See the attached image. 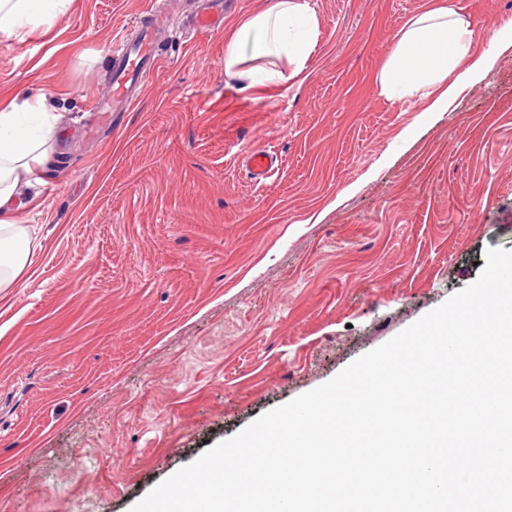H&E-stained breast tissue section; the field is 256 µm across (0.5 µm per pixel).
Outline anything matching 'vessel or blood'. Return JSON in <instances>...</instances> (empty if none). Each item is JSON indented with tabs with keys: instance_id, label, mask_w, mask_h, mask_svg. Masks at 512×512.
<instances>
[{
	"instance_id": "vessel-or-blood-1",
	"label": "vessel or blood",
	"mask_w": 512,
	"mask_h": 512,
	"mask_svg": "<svg viewBox=\"0 0 512 512\" xmlns=\"http://www.w3.org/2000/svg\"><path fill=\"white\" fill-rule=\"evenodd\" d=\"M224 23L222 0H212L211 7L193 21L194 28L214 30ZM159 68L153 34L150 26H142L137 43L118 49L112 54V94L110 99L96 100L92 108L106 112L111 102L128 99L132 92L150 85ZM241 161L255 182L269 178L273 169V154L269 149H251L242 152Z\"/></svg>"
}]
</instances>
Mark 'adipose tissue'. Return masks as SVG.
Segmentation results:
<instances>
[{
    "label": "adipose tissue",
    "instance_id": "adipose-tissue-1",
    "mask_svg": "<svg viewBox=\"0 0 512 512\" xmlns=\"http://www.w3.org/2000/svg\"><path fill=\"white\" fill-rule=\"evenodd\" d=\"M72 0H0V39L24 40L66 17ZM317 37L307 0H271L226 36L224 70L237 74L250 59L274 58L292 75L306 68ZM476 35L453 6L414 13L396 33L379 77L378 93L391 101L425 99L423 120L441 117L490 68L495 52L512 48V25L499 27L494 48L476 52ZM45 95L0 104V286L18 278L29 263L30 237L14 217L21 207L19 176L41 177L53 159L55 117Z\"/></svg>",
    "mask_w": 512,
    "mask_h": 512
}]
</instances>
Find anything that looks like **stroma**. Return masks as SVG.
Returning <instances> with one entry per match:
<instances>
[{"mask_svg":"<svg viewBox=\"0 0 512 512\" xmlns=\"http://www.w3.org/2000/svg\"><path fill=\"white\" fill-rule=\"evenodd\" d=\"M269 0H73L0 42V98L47 94L59 155L20 188L34 242L0 288V512H129L265 412L330 380L512 250V49L432 124L377 78L428 0H307L304 77L224 72ZM478 50L512 0H455ZM152 9L160 67L123 112L113 45ZM277 156L264 184L240 151ZM211 7L193 20L195 29L214 30L224 24V4L222 0H211Z\"/></svg>","mask_w":512,"mask_h":512,"instance_id":"obj_1","label":"stroma"}]
</instances>
